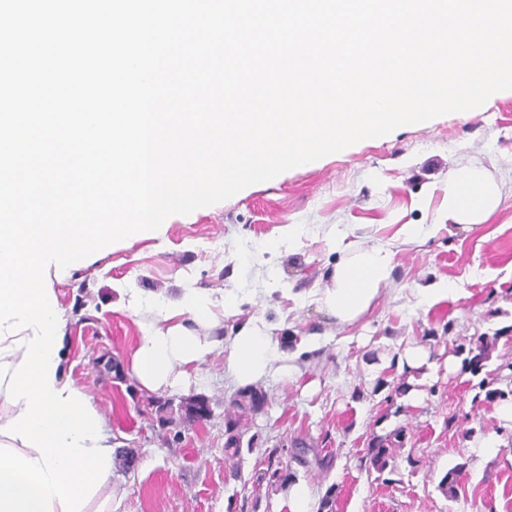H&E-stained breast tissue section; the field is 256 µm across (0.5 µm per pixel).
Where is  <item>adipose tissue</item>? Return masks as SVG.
I'll use <instances>...</instances> for the list:
<instances>
[{
    "instance_id": "ef3b65f1",
    "label": "adipose tissue",
    "mask_w": 512,
    "mask_h": 512,
    "mask_svg": "<svg viewBox=\"0 0 512 512\" xmlns=\"http://www.w3.org/2000/svg\"><path fill=\"white\" fill-rule=\"evenodd\" d=\"M499 203L498 184L484 168L463 165L454 171L448 182L449 223H486ZM393 269V253L386 247L350 251L329 272L325 286L316 290L315 300L337 322H353L372 307ZM121 298L130 311L143 316L129 365L147 391L189 386L198 365L221 354L226 357L225 376L242 386L261 383L275 371L290 375L297 370L292 355L279 348L276 327L264 320L250 319L233 336H225L203 290H186L151 311L142 292L125 291Z\"/></svg>"
}]
</instances>
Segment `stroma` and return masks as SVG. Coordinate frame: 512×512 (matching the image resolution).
Wrapping results in <instances>:
<instances>
[{
  "mask_svg": "<svg viewBox=\"0 0 512 512\" xmlns=\"http://www.w3.org/2000/svg\"><path fill=\"white\" fill-rule=\"evenodd\" d=\"M466 164L498 181L500 205L488 223L443 227L448 180ZM408 224L438 231L410 241ZM374 245L393 251L395 269L353 323L288 295L290 285L323 286L348 250ZM446 281L454 294L419 301L417 289ZM50 286L66 322L65 373L133 454L130 467L112 471V512H288L286 489L254 483L275 447L289 482L306 481L319 501L333 496L334 512H512V420L502 414L512 406V90L170 216L160 233L113 243ZM122 288L141 289L153 304L206 289L228 336L252 316L282 324L280 347L299 351L301 373L261 383L266 403L239 424L252 451L224 453L239 388L223 357L202 363L188 388L139 387L128 367L139 318L122 304ZM229 291L243 306L227 315ZM313 331L320 347L303 352ZM479 344L486 360L475 375L465 353ZM413 352L424 359L416 368L406 364ZM483 378L503 397L486 399ZM193 396L209 401L210 420L173 412ZM389 435L393 456L379 472L368 450ZM455 466L450 495L441 480Z\"/></svg>",
  "mask_w": 512,
  "mask_h": 512,
  "instance_id": "stroma-1",
  "label": "stroma"
}]
</instances>
